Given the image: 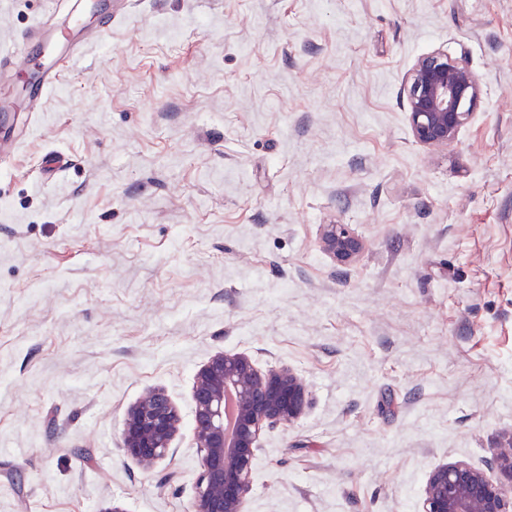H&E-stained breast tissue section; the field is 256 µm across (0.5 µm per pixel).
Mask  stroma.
Wrapping results in <instances>:
<instances>
[{"label":"stroma","instance_id":"35a3bbf8","mask_svg":"<svg viewBox=\"0 0 512 512\" xmlns=\"http://www.w3.org/2000/svg\"><path fill=\"white\" fill-rule=\"evenodd\" d=\"M75 15L107 31L41 111L0 71V512H190L195 375L223 351L309 391L262 436L247 512H420L438 464L491 470L512 435V0H0V52ZM437 49L484 90L449 148L407 114ZM333 222L366 244L344 266L319 247ZM150 390L182 425L146 468L122 430Z\"/></svg>","mask_w":512,"mask_h":512}]
</instances>
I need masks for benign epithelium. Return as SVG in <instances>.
<instances>
[{
  "label": "benign epithelium",
  "mask_w": 512,
  "mask_h": 512,
  "mask_svg": "<svg viewBox=\"0 0 512 512\" xmlns=\"http://www.w3.org/2000/svg\"><path fill=\"white\" fill-rule=\"evenodd\" d=\"M408 120L414 139L448 147L468 124L483 96L466 63L435 50L407 77ZM321 250L337 263L358 258L364 240L348 224L321 225ZM193 426L201 457L191 512H246L256 452L269 428L291 424L308 406L304 380L291 368L260 370L243 352H220L194 381ZM181 416L160 391L144 394L127 412L123 451L151 467L164 459ZM495 474L466 462L443 463L428 475L420 512H512V435L498 448Z\"/></svg>",
  "instance_id": "obj_1"
}]
</instances>
